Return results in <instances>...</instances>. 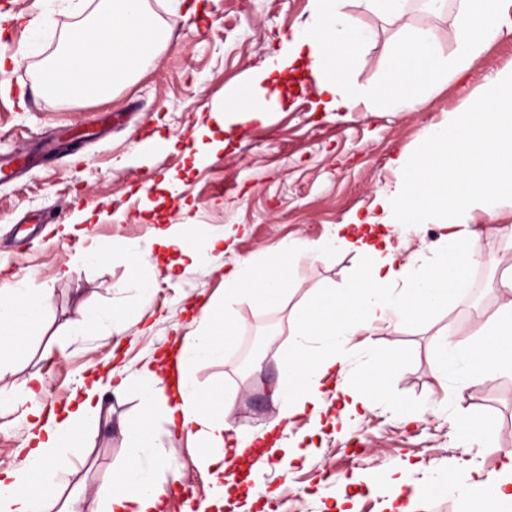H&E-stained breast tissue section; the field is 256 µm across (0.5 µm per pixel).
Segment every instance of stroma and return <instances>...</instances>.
I'll list each match as a JSON object with an SVG mask.
<instances>
[{"instance_id":"35a3bbf8","label":"stroma","mask_w":512,"mask_h":512,"mask_svg":"<svg viewBox=\"0 0 512 512\" xmlns=\"http://www.w3.org/2000/svg\"><path fill=\"white\" fill-rule=\"evenodd\" d=\"M458 4L447 0L438 15L422 0H410L407 18L432 28L447 53ZM98 5L7 0L0 8V38L17 56L0 70V157L28 163L0 181V289L23 278L33 289L45 282L54 288L49 306L30 319L12 370L0 375V474L20 466L29 450L35 418L21 396L24 379L41 376L39 400L61 407L79 381L159 368L177 340L192 332L200 304L223 301L224 278L236 263L272 267L288 240L315 245L350 216L379 215L373 202L396 179L394 159L414 155L430 128L469 109L498 73L512 69V37L499 38L471 71L449 75L426 107L398 113L361 105L318 111L315 78L300 67L278 86L282 109L227 132L213 105L225 90L248 88L280 33L304 23L310 0H198L193 15L175 0H148L168 36L129 80L105 99L42 91L40 71L53 46L75 30L81 13ZM346 9L374 35L352 75L357 86L370 89L386 78L397 27L361 0H347ZM171 138L175 149L156 150L157 140ZM214 139L225 147L206 155ZM161 224H193L203 236L229 225L235 234L198 265L154 242L152 229ZM445 233L436 224L403 225L392 240L401 243L403 256L422 262ZM128 241L139 247L136 271L118 252ZM479 247L490 261L472 292L449 290L447 312L352 337L350 373L373 382L380 363L393 362L383 397L344 420L342 398L326 394L318 429L309 415L297 417L286 438L301 440L304 452L287 465L270 458L260 479L268 492L251 512H460L455 497H431L425 488L454 478L475 495L505 478L512 372L472 379L460 400L432 369L437 332L449 331L454 342L468 346L507 297L500 282L512 264L511 201ZM360 263L352 251L311 255L291 267L296 286L288 297L261 304L246 293L233 301L236 336L223 357L196 364L191 376L202 392L231 403L234 429L252 434L277 416L270 389L283 372L295 310L320 289L347 288ZM135 272L148 287L121 290ZM107 305L124 311L111 335H70L72 320ZM142 407L140 392L131 390L106 402L91 427L86 459L65 483L66 491L85 490V512H100L101 491L127 464L121 425ZM471 420L485 425L480 441L463 437ZM151 427L168 483L187 479L207 492L209 477L198 462L202 447L193 434L161 417ZM382 484L401 485L403 497L381 494ZM412 491L417 499H409Z\"/></svg>"}]
</instances>
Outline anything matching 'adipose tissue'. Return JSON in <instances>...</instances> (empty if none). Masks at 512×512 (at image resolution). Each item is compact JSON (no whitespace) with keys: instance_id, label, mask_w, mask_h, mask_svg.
Segmentation results:
<instances>
[{"instance_id":"obj_1","label":"adipose tissue","mask_w":512,"mask_h":512,"mask_svg":"<svg viewBox=\"0 0 512 512\" xmlns=\"http://www.w3.org/2000/svg\"><path fill=\"white\" fill-rule=\"evenodd\" d=\"M362 2L370 13L400 25L386 58L384 83L365 91L350 79L373 34L345 12L344 0H311L307 20L281 35L257 82H277L283 73L303 66L317 77L321 111L340 112L362 103L413 112L428 102L448 72H467L489 42L512 35V0H460L453 20L454 48L447 55L440 51L431 28L406 23L409 0ZM162 38V24L148 10L147 0H112L111 10L79 24L62 40L43 66V88L55 94L65 88L73 96L108 97L115 76L137 69L144 57L156 52ZM419 155L425 165L414 178L406 175L410 157L396 159L395 184L375 199L383 222L455 226L458 234L431 243V260L419 264L399 261V249L390 239L377 243L348 232V225L358 224V217L332 228L319 245V254L346 249L360 255L364 264L344 297L326 289L296 313L288 331L284 372L273 391L280 412L265 425V432L305 412L311 413L313 422H320L323 387L349 368V338L356 331L372 330L377 323L398 328L445 311L449 289L467 287L482 258L481 222L493 221L504 201H512V70L499 73L470 111L432 127ZM270 288L288 290L266 270L243 262L226 277L224 296L230 299ZM53 293L48 285L33 293L25 288L0 292V372L10 369L29 316L47 306ZM234 333L229 311L204 306L191 340L181 347L176 380L137 369L116 386L94 381L65 416L32 406V414L44 422L23 464L0 475V512H48L54 503L59 504V512H83L82 492L63 494L64 478L87 446V424L98 417L104 394H123L136 382L142 388L143 412L138 420L121 425L130 463L113 474L103 512H156L164 492L163 458L149 421L158 405L168 422L194 429L204 445L203 462L215 473L203 506L222 508L228 495L223 460L224 436L232 429L230 408L205 399L188 370L199 361L223 355L224 339ZM439 345L441 355L434 368L453 380L459 398L474 376L490 377L502 367L512 368V300L503 302L484 323L471 349L460 348L447 336Z\"/></svg>"}]
</instances>
